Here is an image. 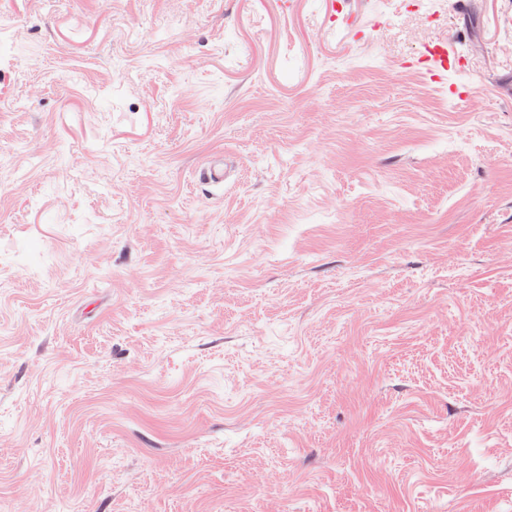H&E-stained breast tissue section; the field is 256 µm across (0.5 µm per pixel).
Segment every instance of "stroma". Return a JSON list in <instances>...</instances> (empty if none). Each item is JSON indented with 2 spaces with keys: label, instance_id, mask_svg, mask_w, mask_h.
Segmentation results:
<instances>
[{
  "label": "stroma",
  "instance_id": "obj_1",
  "mask_svg": "<svg viewBox=\"0 0 512 512\" xmlns=\"http://www.w3.org/2000/svg\"><path fill=\"white\" fill-rule=\"evenodd\" d=\"M0 512H512V0H0ZM427 61L431 62V66L428 68L431 79L440 81L444 79L445 72L461 63L462 56L456 44L449 43L448 51L444 48H438L430 52Z\"/></svg>",
  "mask_w": 512,
  "mask_h": 512
}]
</instances>
